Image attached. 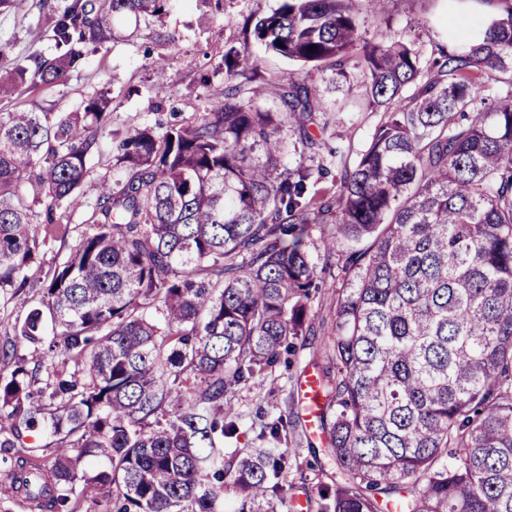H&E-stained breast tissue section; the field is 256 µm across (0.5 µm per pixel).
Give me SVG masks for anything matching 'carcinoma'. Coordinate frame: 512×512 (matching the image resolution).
<instances>
[{
  "instance_id": "cac0c4a2",
  "label": "carcinoma",
  "mask_w": 512,
  "mask_h": 512,
  "mask_svg": "<svg viewBox=\"0 0 512 512\" xmlns=\"http://www.w3.org/2000/svg\"><path fill=\"white\" fill-rule=\"evenodd\" d=\"M167 2L107 0L102 17L90 0L43 4L36 25L51 29L58 54L0 53V91L67 84L112 38L108 16L158 18ZM504 2L425 72L411 43L362 38V0H284L248 17L266 49L363 76L369 105L386 112L336 195L309 197L322 166L278 172L288 139L320 146L313 75L266 79L247 48H232L211 111L112 133L127 179L101 183L87 231L43 286L30 274L44 244L35 207L84 206L110 99L1 112L0 289L17 299L43 289V307L0 344L12 364L0 378L10 490L75 512L79 470L104 456L92 481L113 512H224L227 489L234 512H275L283 455L257 448L224 462L237 431L230 398L288 337L310 331L307 239L331 220L323 248L329 258L345 246L344 278L319 398L338 479L318 489L320 512H512V94L457 119L480 76L512 86ZM22 346L31 358L17 356ZM41 379L62 401L49 419L30 391ZM40 429L58 444L48 468L30 448L21 455L23 433Z\"/></svg>"
}]
</instances>
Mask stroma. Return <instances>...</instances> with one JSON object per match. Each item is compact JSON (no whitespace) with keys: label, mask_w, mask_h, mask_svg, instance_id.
Wrapping results in <instances>:
<instances>
[{"label":"stroma","mask_w":512,"mask_h":512,"mask_svg":"<svg viewBox=\"0 0 512 512\" xmlns=\"http://www.w3.org/2000/svg\"><path fill=\"white\" fill-rule=\"evenodd\" d=\"M280 4L281 0H171L162 17L116 19L115 40L90 55L67 85L21 89L0 99V112L34 105L68 112L102 90L110 99L112 121L99 133L90 156L93 173L80 188L86 208L55 211L53 224L41 221L36 226L45 240L33 268L37 278L50 280L55 268L78 246L91 214L89 205L99 195L98 182L124 178V171L114 165L113 131L152 126L174 115L194 118L210 111L212 90L225 81L224 54L232 47L248 48L261 60L269 79L285 80L299 74L297 64L265 50L255 39L246 38L242 30L249 15L270 12ZM41 6L42 0H18L17 8L0 12V51L7 58L54 56L49 33L35 27ZM490 12L486 0H388L385 14L362 13L361 32L371 43L412 41L426 65L440 48L462 43L454 20H464L468 31L474 32ZM317 84L331 127L323 136L322 146L313 150L297 146L289 151L285 165L326 166L328 177L309 188L310 195L319 199L336 192L341 175L358 163L385 114L370 106L369 90L361 80L336 82L327 71ZM320 237V231H313L308 242L318 286L312 302L311 332L297 339L291 367L275 365L236 388L231 403L238 415V431L224 441V456L228 459L255 448H280L285 458L281 482L287 503L279 512H295L293 501L299 495L306 500L305 512H318V488L336 477V463L325 450L327 437L323 431L309 429L307 412L298 395L305 378L321 375L328 364L325 339L335 328L336 290L342 285L339 264H327L317 248ZM279 414L294 425L287 438H260L263 424Z\"/></svg>","instance_id":"obj_1"}]
</instances>
